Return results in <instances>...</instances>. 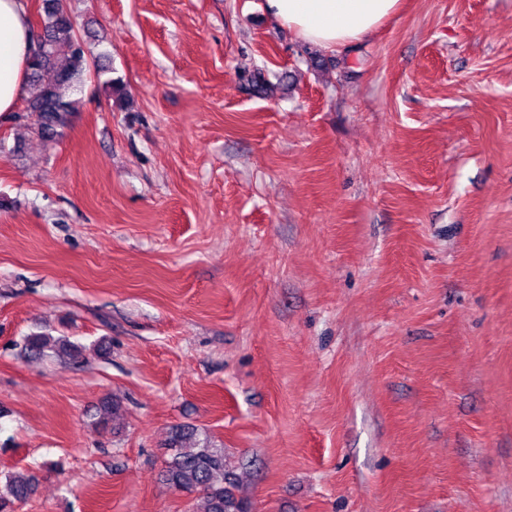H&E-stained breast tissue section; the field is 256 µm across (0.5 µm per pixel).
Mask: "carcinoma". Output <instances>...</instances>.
<instances>
[{"label": "carcinoma", "instance_id": "carcinoma-1", "mask_svg": "<svg viewBox=\"0 0 512 512\" xmlns=\"http://www.w3.org/2000/svg\"><path fill=\"white\" fill-rule=\"evenodd\" d=\"M34 52L29 65L30 95L24 112L34 118L38 136L46 141L61 134L67 116L78 110L74 94L82 84L88 56L84 43L77 37L75 21L64 5V0H43V15L32 26ZM53 73L45 79V74ZM72 357L78 351L62 340L46 334H31L24 339L25 350L40 356L52 347ZM118 405L106 400L102 403L97 424L103 428L115 421ZM194 429L186 426L172 428L166 446L174 449L166 462L165 479L178 490L200 491L203 494V512H246L245 503L236 498L234 479L224 472V449L206 442L193 448L184 441ZM35 490L31 475L17 472L0 485V512H12L14 505L25 503Z\"/></svg>", "mask_w": 512, "mask_h": 512}]
</instances>
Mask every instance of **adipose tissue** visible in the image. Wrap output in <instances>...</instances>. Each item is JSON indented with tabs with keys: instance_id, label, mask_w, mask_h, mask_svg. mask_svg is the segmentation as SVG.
I'll return each mask as SVG.
<instances>
[{
	"instance_id": "obj_1",
	"label": "adipose tissue",
	"mask_w": 512,
	"mask_h": 512,
	"mask_svg": "<svg viewBox=\"0 0 512 512\" xmlns=\"http://www.w3.org/2000/svg\"><path fill=\"white\" fill-rule=\"evenodd\" d=\"M401 0H265L267 12L304 41L321 48H349L373 34ZM34 49L25 0H0V117L16 112L28 94Z\"/></svg>"
}]
</instances>
